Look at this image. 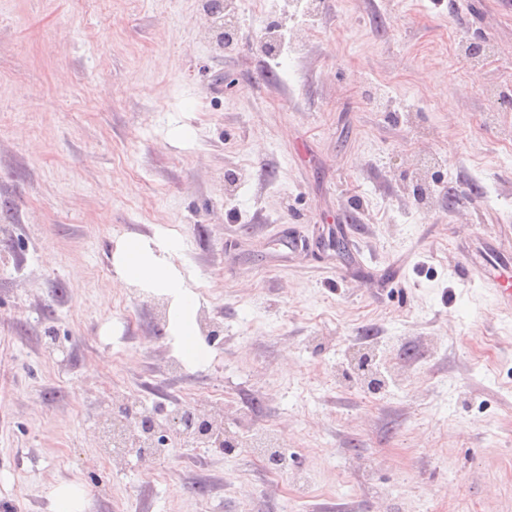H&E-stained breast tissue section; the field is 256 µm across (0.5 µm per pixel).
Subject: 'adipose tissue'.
I'll return each mask as SVG.
<instances>
[{
  "mask_svg": "<svg viewBox=\"0 0 512 512\" xmlns=\"http://www.w3.org/2000/svg\"><path fill=\"white\" fill-rule=\"evenodd\" d=\"M182 248L180 238L163 231L149 237L127 236L116 242L110 265L121 284L168 298V332L176 355L187 366L204 367L210 364L212 354L199 339L202 301L175 262Z\"/></svg>",
  "mask_w": 512,
  "mask_h": 512,
  "instance_id": "1",
  "label": "adipose tissue"
}]
</instances>
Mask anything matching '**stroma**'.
Returning <instances> with one entry per match:
<instances>
[{"label":"stroma","instance_id":"stroma-1","mask_svg":"<svg viewBox=\"0 0 512 512\" xmlns=\"http://www.w3.org/2000/svg\"><path fill=\"white\" fill-rule=\"evenodd\" d=\"M260 9L0 0V512L64 482L85 512H512V263L458 270L512 241V0ZM158 230L217 332L202 368L112 278ZM126 400L275 425L306 493L235 445L116 463Z\"/></svg>","mask_w":512,"mask_h":512}]
</instances>
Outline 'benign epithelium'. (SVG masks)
<instances>
[{"mask_svg": "<svg viewBox=\"0 0 512 512\" xmlns=\"http://www.w3.org/2000/svg\"><path fill=\"white\" fill-rule=\"evenodd\" d=\"M106 438L107 444L116 447L114 455H123V448H135L142 461L153 455L154 448L170 447L176 450L189 444L217 448L227 445L224 440V419L191 407L174 412L165 426L160 425L149 413L123 411L112 418Z\"/></svg>", "mask_w": 512, "mask_h": 512, "instance_id": "1", "label": "benign epithelium"}]
</instances>
